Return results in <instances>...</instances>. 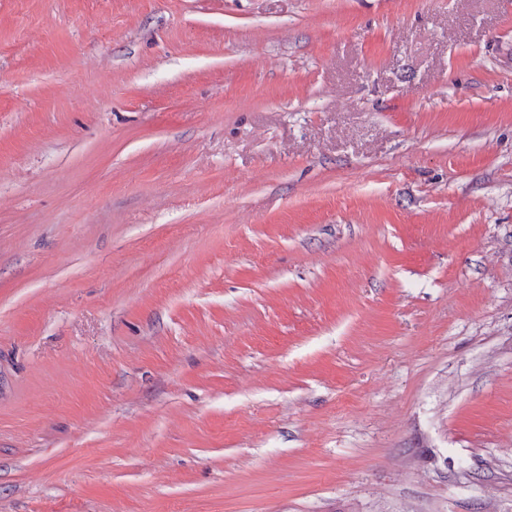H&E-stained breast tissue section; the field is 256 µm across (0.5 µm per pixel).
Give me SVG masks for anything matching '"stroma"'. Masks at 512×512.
<instances>
[{"label": "stroma", "instance_id": "obj_1", "mask_svg": "<svg viewBox=\"0 0 512 512\" xmlns=\"http://www.w3.org/2000/svg\"><path fill=\"white\" fill-rule=\"evenodd\" d=\"M0 512H512V0H0Z\"/></svg>", "mask_w": 512, "mask_h": 512}]
</instances>
